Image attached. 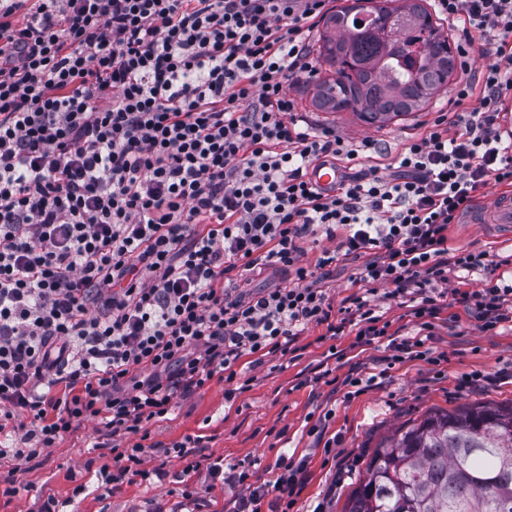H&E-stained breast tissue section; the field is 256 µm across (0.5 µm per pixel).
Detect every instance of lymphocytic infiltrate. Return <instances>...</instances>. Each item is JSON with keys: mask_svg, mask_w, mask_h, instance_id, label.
I'll use <instances>...</instances> for the list:
<instances>
[{"mask_svg": "<svg viewBox=\"0 0 512 512\" xmlns=\"http://www.w3.org/2000/svg\"><path fill=\"white\" fill-rule=\"evenodd\" d=\"M328 0H0V432L30 426L0 460H27L100 419L115 472L150 480L126 435L166 420L175 396L233 383L247 354L286 352L327 322L320 270L367 256L365 292L341 306L357 340H387V363L437 364L425 332L451 271L481 270L459 300L483 330L512 323V286L486 252H449L446 232L489 182L512 185V0H435L460 26L454 105L390 163L369 143L286 121V87L314 75L309 36ZM482 40L488 62L473 72ZM477 107H469L474 93ZM331 162L325 191L308 176ZM325 236L314 266L301 243ZM280 275L257 292L224 285L233 269ZM406 300L419 334L390 337L370 295ZM185 459L179 501L201 506L195 476L239 488L233 512H284L301 465L273 484L241 464Z\"/></svg>", "mask_w": 512, "mask_h": 512, "instance_id": "f902f5d3", "label": "lymphocytic infiltrate"}]
</instances>
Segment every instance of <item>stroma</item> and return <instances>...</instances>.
Returning <instances> with one entry per match:
<instances>
[{
    "label": "stroma",
    "mask_w": 512,
    "mask_h": 512,
    "mask_svg": "<svg viewBox=\"0 0 512 512\" xmlns=\"http://www.w3.org/2000/svg\"><path fill=\"white\" fill-rule=\"evenodd\" d=\"M290 93L301 128H329L357 142L386 144L396 153L407 137L426 132L437 112L450 109L454 87L444 86L424 110L382 126L365 124L352 112L319 109L312 80H299ZM448 248L486 251L496 277L512 284V236L494 225H449ZM439 305L431 347L440 364L408 359L385 368V343H360L348 328L329 332V324L340 319L332 314L329 324L311 326L297 336L286 354H270L259 362L242 357L232 398H225L226 385L216 379L176 397L167 421L149 427L154 449L145 466L160 470V477L119 482L109 496H101V473L111 468L112 456L98 447L99 423L90 420L26 462L24 471L12 474L0 467V512H37L47 495L73 497L81 483L87 490L73 497L74 512H144L152 502L176 501L175 477L184 462L171 446L188 436L201 437L210 457L249 464L261 483L273 480L283 457L304 462L292 512H313L319 504L325 512H342L374 448L399 427L430 411L512 403V324L485 331L454 297L441 298ZM473 372L481 373V381L462 386L463 377ZM350 377L364 379L360 393H351ZM319 422L325 425V439L335 442L332 453H324L308 434Z\"/></svg>",
    "instance_id": "1"
}]
</instances>
